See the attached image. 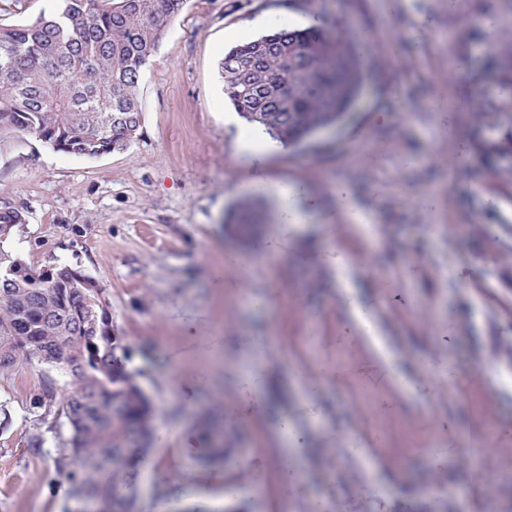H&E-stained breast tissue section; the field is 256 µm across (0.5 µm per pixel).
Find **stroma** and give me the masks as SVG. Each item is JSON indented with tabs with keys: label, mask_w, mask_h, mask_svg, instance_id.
<instances>
[{
	"label": "stroma",
	"mask_w": 512,
	"mask_h": 512,
	"mask_svg": "<svg viewBox=\"0 0 512 512\" xmlns=\"http://www.w3.org/2000/svg\"><path fill=\"white\" fill-rule=\"evenodd\" d=\"M325 4L369 51L352 112L311 147L269 138L247 153L254 127L226 119L219 75L235 43L315 23L293 0H187L143 73L126 151L89 159L0 130V207L26 214L10 248L106 288L153 405L155 438L130 451L135 512H482L488 494L512 512V154L490 148L512 133V0ZM258 180L266 221L245 237L229 216ZM283 184L313 218L290 239ZM341 187L357 220L337 208ZM359 309L372 334L352 327ZM321 368L309 394L303 377ZM255 374L261 394L242 404ZM343 374L367 407L345 403ZM70 383L44 364L0 373V512H80L46 395ZM228 402L212 462L201 418ZM374 414L424 418L428 433L389 455Z\"/></svg>",
	"instance_id": "1"
}]
</instances>
